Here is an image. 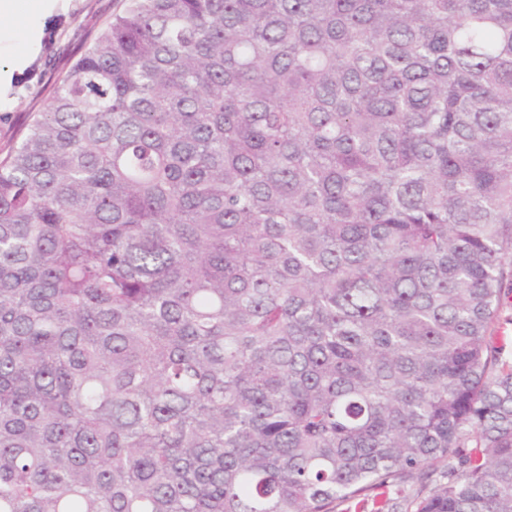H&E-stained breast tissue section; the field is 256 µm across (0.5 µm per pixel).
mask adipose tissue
<instances>
[{
    "instance_id": "ef3b65f1",
    "label": "adipose tissue",
    "mask_w": 512,
    "mask_h": 512,
    "mask_svg": "<svg viewBox=\"0 0 512 512\" xmlns=\"http://www.w3.org/2000/svg\"><path fill=\"white\" fill-rule=\"evenodd\" d=\"M71 0H0V111L14 103V79L42 54L46 28Z\"/></svg>"
}]
</instances>
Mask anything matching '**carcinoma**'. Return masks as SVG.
<instances>
[{
  "label": "carcinoma",
  "instance_id": "1",
  "mask_svg": "<svg viewBox=\"0 0 512 512\" xmlns=\"http://www.w3.org/2000/svg\"><path fill=\"white\" fill-rule=\"evenodd\" d=\"M510 287L512 0H125L0 162V512H512ZM492 336H496L497 345L502 348V360L512 362V293L506 291L501 298L499 317L492 327Z\"/></svg>",
  "mask_w": 512,
  "mask_h": 512
}]
</instances>
